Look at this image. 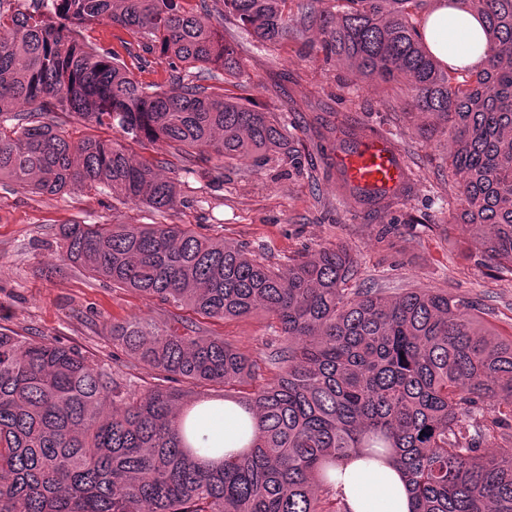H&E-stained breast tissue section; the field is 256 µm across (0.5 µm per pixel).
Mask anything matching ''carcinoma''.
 Returning a JSON list of instances; mask_svg holds the SVG:
<instances>
[{"instance_id": "1", "label": "carcinoma", "mask_w": 512, "mask_h": 512, "mask_svg": "<svg viewBox=\"0 0 512 512\" xmlns=\"http://www.w3.org/2000/svg\"><path fill=\"white\" fill-rule=\"evenodd\" d=\"M45 2L0 10V117L12 120L0 125V181L53 195L104 185L164 212L180 203L179 181L135 162L126 140L257 168L310 154L274 113L181 76L243 71L193 0ZM288 2L222 0L221 18L263 45L314 30L326 60L402 97L407 115L434 116L421 133L448 149V223L512 274V0H448L481 25L479 66L422 49L432 0H307L295 25ZM103 22L165 57L175 79L143 83L81 39ZM56 111L121 137L74 141L40 121ZM347 134L378 131L352 118ZM342 189L381 211L400 201ZM59 236L64 260L117 288L220 321L263 312L281 346L260 360L194 322L179 334L129 317L108 332L154 380L138 393L74 348L1 330L0 512H347L331 472L362 455L399 470L412 512H512V338L467 300L354 288L344 245L273 267L181 224H62ZM218 389L236 406L237 452L219 434L194 444L218 430Z\"/></svg>"}]
</instances>
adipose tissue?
<instances>
[{
  "instance_id": "adipose-tissue-1",
  "label": "adipose tissue",
  "mask_w": 512,
  "mask_h": 512,
  "mask_svg": "<svg viewBox=\"0 0 512 512\" xmlns=\"http://www.w3.org/2000/svg\"><path fill=\"white\" fill-rule=\"evenodd\" d=\"M426 47L440 60L461 56L476 61L472 47L481 33L476 19L447 8L433 10L424 29ZM336 488L348 512H411V497L400 472L369 459L345 461L336 472Z\"/></svg>"
}]
</instances>
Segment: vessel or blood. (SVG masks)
Instances as JSON below:
<instances>
[{"mask_svg":"<svg viewBox=\"0 0 512 512\" xmlns=\"http://www.w3.org/2000/svg\"><path fill=\"white\" fill-rule=\"evenodd\" d=\"M334 161L343 178L355 186L393 193L407 180L396 144L383 137L365 140L350 152H337Z\"/></svg>","mask_w":512,"mask_h":512,"instance_id":"obj_1","label":"vessel or blood"}]
</instances>
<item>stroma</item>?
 Wrapping results in <instances>:
<instances>
[{"mask_svg": "<svg viewBox=\"0 0 512 512\" xmlns=\"http://www.w3.org/2000/svg\"><path fill=\"white\" fill-rule=\"evenodd\" d=\"M224 37L244 63L238 86H246L282 122L297 112L305 115L307 126L298 135L311 150L301 168L271 164L259 169L243 160L221 176L213 171L188 175L168 146L133 144L137 160L163 162L164 174L181 182L180 203L165 213L123 201L101 186L51 195L1 182L0 327L57 340L95 360L118 382L144 390L149 376L113 348L108 326L134 315L170 325L190 318V311L92 278L63 260L58 237L63 224L121 220L184 224L226 244L246 246L275 267L339 243L358 260L360 287L388 295L405 288H444L472 301L485 321L512 336V275L495 272L470 248L464 226L449 224L448 151L420 137L417 119L404 116L401 100L371 91L359 76L340 71L318 49L300 42L265 47L229 24ZM238 86L227 87L229 94H236ZM354 94L360 101L357 117L409 156L405 196L373 219L338 188L329 157L341 134L317 137L325 123L337 129L344 125ZM200 325L255 356L277 344L260 314L224 322L204 319Z\"/></svg>", "mask_w": 512, "mask_h": 512, "instance_id": "stroma-1", "label": "stroma"}]
</instances>
